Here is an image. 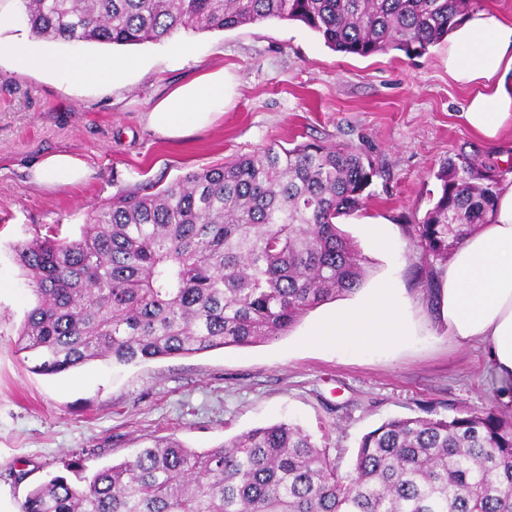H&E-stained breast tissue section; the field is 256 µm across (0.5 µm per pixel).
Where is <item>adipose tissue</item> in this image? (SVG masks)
<instances>
[{
    "instance_id": "ef3b65f1",
    "label": "adipose tissue",
    "mask_w": 512,
    "mask_h": 512,
    "mask_svg": "<svg viewBox=\"0 0 512 512\" xmlns=\"http://www.w3.org/2000/svg\"><path fill=\"white\" fill-rule=\"evenodd\" d=\"M448 76L466 91L464 123L488 144L512 128V21L492 8L465 16L448 35ZM16 71H50L74 84L109 85L138 69L137 60L110 55L52 56L21 41ZM232 85L223 69H208L167 89L147 112L149 129L166 139L210 127L224 113ZM35 182L71 186L88 174L85 162L57 152L37 161ZM437 318L455 343L484 347L504 403H512V182L501 186L493 219L455 248L438 277ZM313 333L345 352L362 344L390 346L415 333L410 304L395 279L356 296L352 309L317 320Z\"/></svg>"
}]
</instances>
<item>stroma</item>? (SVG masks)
Instances as JSON below:
<instances>
[{
  "instance_id": "stroma-1",
  "label": "stroma",
  "mask_w": 512,
  "mask_h": 512,
  "mask_svg": "<svg viewBox=\"0 0 512 512\" xmlns=\"http://www.w3.org/2000/svg\"><path fill=\"white\" fill-rule=\"evenodd\" d=\"M30 38L19 7L0 0V512H19L30 490L75 457L93 472L155 440L203 450L292 420L345 473L361 437L388 419L498 401L480 347L456 345L438 326L425 264L408 234L437 198L435 174L448 159L512 157L511 133L492 146L462 122L466 92L448 76L445 44L421 56H346L298 22L125 47L41 40L51 55L141 61L114 84L69 85L50 72L15 71L11 48ZM208 67L224 68L237 85L220 123L181 140L155 137L146 125L151 101ZM313 140L360 147L379 163L364 207L342 228L370 262L368 283L398 277L420 335L344 355L310 337V312L270 342L138 365L94 362L46 376L17 353L34 296L13 261L14 244L50 231L78 236L91 207L118 190ZM60 150L86 163L87 180L60 189L31 182L28 167ZM373 219L387 222L389 251L377 248Z\"/></svg>"
}]
</instances>
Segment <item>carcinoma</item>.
Returning a JSON list of instances; mask_svg holds the SVG:
<instances>
[{
  "instance_id": "obj_1",
  "label": "carcinoma",
  "mask_w": 512,
  "mask_h": 512,
  "mask_svg": "<svg viewBox=\"0 0 512 512\" xmlns=\"http://www.w3.org/2000/svg\"><path fill=\"white\" fill-rule=\"evenodd\" d=\"M480 0H20L32 36L162 43L188 31L299 21L329 49L421 56ZM379 168L349 145L266 147L146 184L94 209L80 235L13 247L36 297L18 331L41 375L132 365L285 335L362 288L369 260L337 224L364 206ZM409 234L435 264L490 222L496 167L461 155ZM20 512H512V414L490 405L395 418L365 434L350 473L299 425L252 429L199 452L177 440L83 475L81 459ZM494 479H487L488 473Z\"/></svg>"
}]
</instances>
